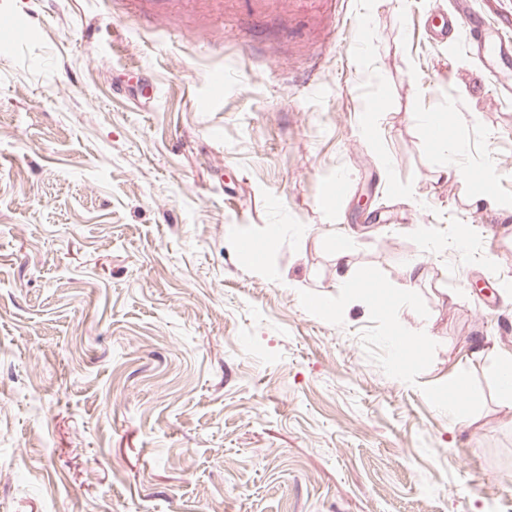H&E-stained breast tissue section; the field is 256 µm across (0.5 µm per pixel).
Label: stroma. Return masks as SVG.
I'll use <instances>...</instances> for the list:
<instances>
[{"label":"stroma","instance_id":"stroma-1","mask_svg":"<svg viewBox=\"0 0 512 512\" xmlns=\"http://www.w3.org/2000/svg\"><path fill=\"white\" fill-rule=\"evenodd\" d=\"M453 3L0 0V512L512 506L471 354L512 351V214L478 201L512 199V95L423 35ZM451 101L465 181L423 124ZM393 324L430 332L405 375ZM455 384L457 421L430 398ZM348 242L340 241L336 244V274L345 288L356 295H366L370 290L364 288L372 281L366 275H355L348 266ZM428 265L423 255L408 256L402 264L401 275L404 285L396 298L403 307L412 308L416 301V286L427 275Z\"/></svg>","mask_w":512,"mask_h":512}]
</instances>
